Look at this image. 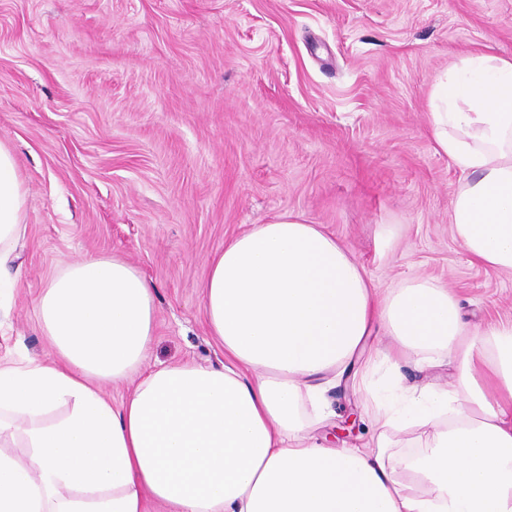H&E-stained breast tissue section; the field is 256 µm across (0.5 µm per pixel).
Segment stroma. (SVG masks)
Here are the masks:
<instances>
[{
	"mask_svg": "<svg viewBox=\"0 0 512 512\" xmlns=\"http://www.w3.org/2000/svg\"><path fill=\"white\" fill-rule=\"evenodd\" d=\"M479 52L512 56V0H0V141L29 191L0 358L51 356L49 276L113 255L155 290L149 364L223 363L209 261L288 212L380 287L423 277L471 324L512 319V272L453 236L459 174L428 122L438 76ZM328 397L314 438L368 443L351 379Z\"/></svg>",
	"mask_w": 512,
	"mask_h": 512,
	"instance_id": "obj_1",
	"label": "stroma"
}]
</instances>
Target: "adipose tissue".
Returning <instances> with one entry per match:
<instances>
[{
  "label": "adipose tissue",
  "mask_w": 512,
  "mask_h": 512,
  "mask_svg": "<svg viewBox=\"0 0 512 512\" xmlns=\"http://www.w3.org/2000/svg\"><path fill=\"white\" fill-rule=\"evenodd\" d=\"M429 125L461 178L455 239L512 272V56L444 72ZM27 210L0 142V309ZM200 288L220 368L146 366L155 291L125 261L84 258L47 281L36 314L54 356L0 360V512H512V320L470 325L418 277L379 288L344 241L294 213L225 241ZM376 329L417 367L448 364L452 387L403 386L376 353L360 385L381 401L374 443L310 441L332 374ZM128 381L113 402L105 384ZM392 425L426 428L420 452L394 461Z\"/></svg>",
  "instance_id": "obj_1"
}]
</instances>
